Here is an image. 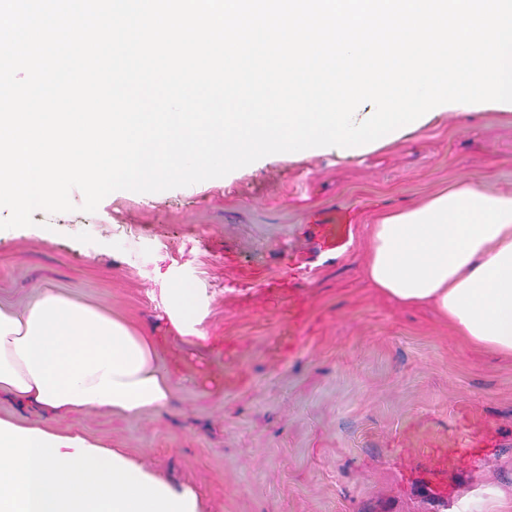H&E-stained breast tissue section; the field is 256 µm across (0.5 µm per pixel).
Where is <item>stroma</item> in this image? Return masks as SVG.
<instances>
[{
	"instance_id": "1",
	"label": "stroma",
	"mask_w": 512,
	"mask_h": 512,
	"mask_svg": "<svg viewBox=\"0 0 512 512\" xmlns=\"http://www.w3.org/2000/svg\"><path fill=\"white\" fill-rule=\"evenodd\" d=\"M462 183L512 195V111L442 112L361 154L264 159L0 230L1 301L52 288L112 311L166 337L174 376L159 414L26 420L123 449L201 512H441L425 457L444 453L473 462L448 469L465 512H512V355L363 276L372 224ZM336 208L340 252L315 222ZM174 276L208 300L205 342L166 336Z\"/></svg>"
}]
</instances>
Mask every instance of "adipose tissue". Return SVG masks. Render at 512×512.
I'll list each match as a JSON object with an SVG mask.
<instances>
[{"mask_svg":"<svg viewBox=\"0 0 512 512\" xmlns=\"http://www.w3.org/2000/svg\"><path fill=\"white\" fill-rule=\"evenodd\" d=\"M364 277L394 304H435L468 341L512 353V195L462 184L382 216ZM170 330L204 340L193 289L165 290ZM147 330L52 289L23 312L0 303V396L54 414L168 408L171 374ZM0 512H198L122 452L82 435L0 417Z\"/></svg>","mask_w":512,"mask_h":512,"instance_id":"obj_1","label":"adipose tissue"}]
</instances>
